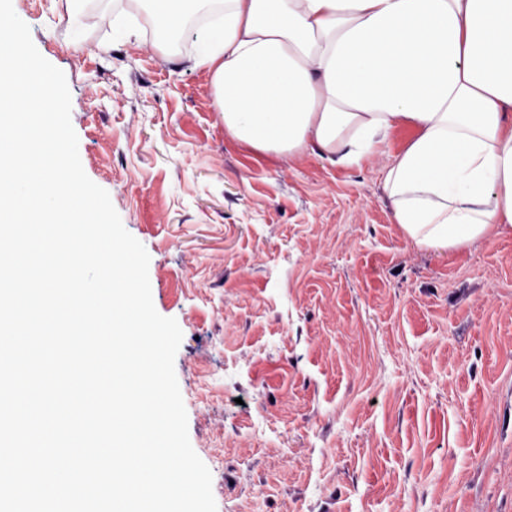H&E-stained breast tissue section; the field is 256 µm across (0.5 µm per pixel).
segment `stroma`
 Masks as SVG:
<instances>
[{
  "label": "stroma",
  "mask_w": 512,
  "mask_h": 512,
  "mask_svg": "<svg viewBox=\"0 0 512 512\" xmlns=\"http://www.w3.org/2000/svg\"><path fill=\"white\" fill-rule=\"evenodd\" d=\"M12 3L182 331L217 512H512V228L411 240L385 181L407 126L352 168L240 143L140 0Z\"/></svg>",
  "instance_id": "1"
}]
</instances>
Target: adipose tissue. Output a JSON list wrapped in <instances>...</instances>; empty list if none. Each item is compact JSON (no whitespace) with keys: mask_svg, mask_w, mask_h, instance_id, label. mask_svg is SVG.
<instances>
[{"mask_svg":"<svg viewBox=\"0 0 512 512\" xmlns=\"http://www.w3.org/2000/svg\"><path fill=\"white\" fill-rule=\"evenodd\" d=\"M194 34L224 128L265 154L344 166L397 125L387 174L416 243L453 249L512 224V0H149Z\"/></svg>","mask_w":512,"mask_h":512,"instance_id":"ef3b65f1","label":"adipose tissue"}]
</instances>
